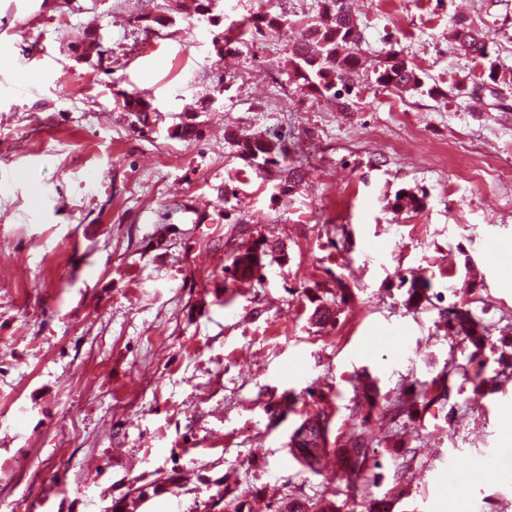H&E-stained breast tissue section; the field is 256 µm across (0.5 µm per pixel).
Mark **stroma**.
<instances>
[{
    "label": "stroma",
    "instance_id": "stroma-1",
    "mask_svg": "<svg viewBox=\"0 0 512 512\" xmlns=\"http://www.w3.org/2000/svg\"><path fill=\"white\" fill-rule=\"evenodd\" d=\"M166 2L0 0V512H232L234 498L283 512L324 495L448 512L451 472L470 512H512V273L482 251L512 259V177L488 173L512 168V0H351L365 43L348 112L289 80L319 0H218L207 17L181 0L144 34L137 15ZM266 12L279 32L215 45ZM461 17L489 58L459 53ZM92 37L111 66L79 54ZM391 46L422 88L376 87ZM492 69L505 110L450 96ZM137 93L152 127L118 106ZM188 116L200 137H171ZM260 133L291 144L293 195L239 157L235 139ZM402 188L424 209L393 210ZM264 239L282 252L233 280L234 256ZM452 305L495 345L487 394L467 383L414 419H371L361 474L293 459L304 413L352 437L359 376L392 398L467 364L443 325Z\"/></svg>",
    "mask_w": 512,
    "mask_h": 512
}]
</instances>
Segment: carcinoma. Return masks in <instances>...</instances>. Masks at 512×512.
<instances>
[{
	"label": "carcinoma",
	"mask_w": 512,
	"mask_h": 512,
	"mask_svg": "<svg viewBox=\"0 0 512 512\" xmlns=\"http://www.w3.org/2000/svg\"><path fill=\"white\" fill-rule=\"evenodd\" d=\"M282 25L279 15L264 14L254 18L255 33L272 32ZM458 49L471 58L489 57L488 46L479 30L468 23L459 24L457 32ZM361 29L353 15L349 0H321V8L316 20L307 24L299 40L292 47V73L301 89L313 94L328 95L336 99L339 111L348 112L351 102V86L358 76L361 61ZM374 82L377 86L398 92L416 90L422 82L412 64L401 52L390 49L386 52L379 69L375 71ZM123 111L135 117V122L143 128L151 127L157 116L156 108L140 96H128L122 100ZM241 157L260 168H275L280 173L279 195H290L303 180L302 169L288 156V149L281 140H273L264 135L253 136L236 141ZM426 196H418L410 189L399 190L392 206L419 210L425 207ZM261 249L237 255L232 261V277L245 281L255 278L262 267L264 256L279 250L278 244L260 242ZM448 335L461 336L473 347L471 358H476L488 346L489 336L483 323L466 309L452 307L448 309L446 320ZM434 403L428 393L421 392L413 399L379 400L378 389L374 384L365 386L356 395L352 407V418L360 426L369 423L372 416L383 420H397L411 417ZM329 417L318 412L303 419L295 429L291 448L295 459L309 468L317 462L310 449L327 446ZM372 437L366 430L357 433L352 447L342 451L341 464L351 472L365 467L369 462ZM345 505L337 504L333 499L322 498L313 503L290 501L286 512H344Z\"/></svg>",
	"instance_id": "cac0c4a2"
}]
</instances>
